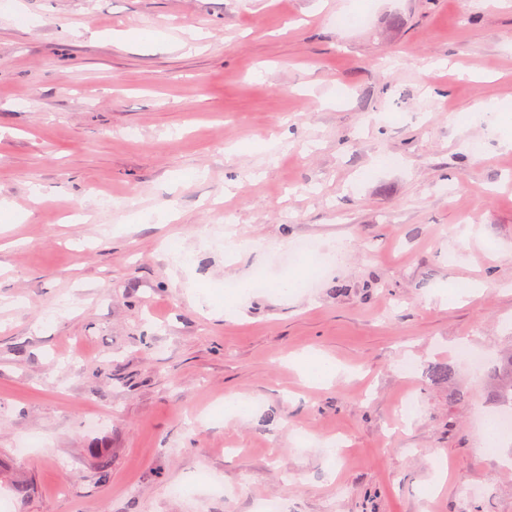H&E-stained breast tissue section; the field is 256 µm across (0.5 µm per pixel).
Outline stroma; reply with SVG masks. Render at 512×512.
Segmentation results:
<instances>
[{"mask_svg":"<svg viewBox=\"0 0 512 512\" xmlns=\"http://www.w3.org/2000/svg\"><path fill=\"white\" fill-rule=\"evenodd\" d=\"M485 103L512 125V0H6L0 512H512L482 384L427 374L512 351ZM300 240L325 269L279 291ZM259 274L228 310L198 298ZM303 351L346 376L304 385Z\"/></svg>","mask_w":512,"mask_h":512,"instance_id":"1","label":"stroma"}]
</instances>
